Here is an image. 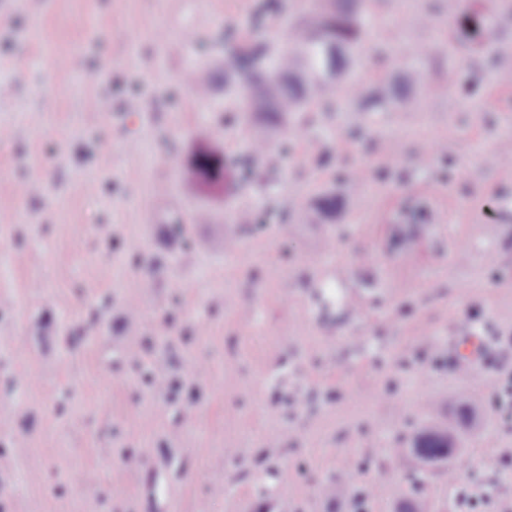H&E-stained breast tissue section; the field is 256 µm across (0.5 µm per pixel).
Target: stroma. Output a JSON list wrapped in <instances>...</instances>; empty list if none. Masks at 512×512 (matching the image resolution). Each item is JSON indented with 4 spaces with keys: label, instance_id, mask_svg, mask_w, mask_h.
I'll list each match as a JSON object with an SVG mask.
<instances>
[{
    "label": "stroma",
    "instance_id": "35a3bbf8",
    "mask_svg": "<svg viewBox=\"0 0 512 512\" xmlns=\"http://www.w3.org/2000/svg\"><path fill=\"white\" fill-rule=\"evenodd\" d=\"M0 9V512H456L449 477L512 496L490 373L449 375L448 339L487 322L512 343V88L498 42L448 46L465 8L414 0L395 24L416 107L242 121L230 49L288 44L302 0H9ZM112 67L100 80L83 64ZM211 79L197 100L182 75ZM447 95L426 86L447 73ZM264 159L245 166L249 140ZM202 144L235 159L237 194L186 192ZM431 149L428 171L411 163ZM369 169L360 191L343 167ZM336 192V217L313 223ZM256 215L235 223L232 208ZM490 224L493 236H471ZM137 341L178 397L129 363ZM465 391L482 416L454 474L398 449ZM276 453H269V446ZM142 457V469L128 467ZM351 489L336 486L344 461Z\"/></svg>",
    "mask_w": 512,
    "mask_h": 512
}]
</instances>
